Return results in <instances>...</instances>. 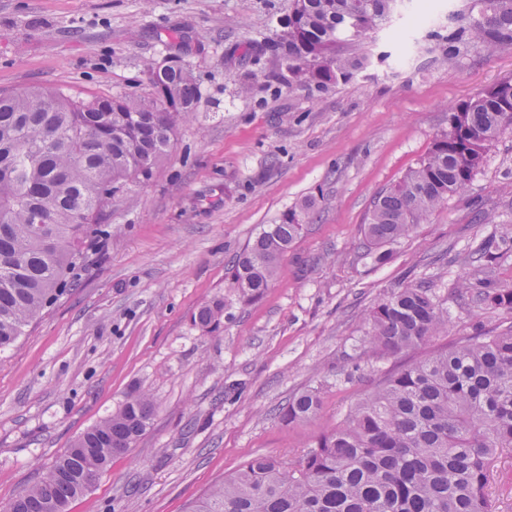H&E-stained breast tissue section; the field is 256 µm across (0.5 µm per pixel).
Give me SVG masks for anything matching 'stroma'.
Here are the masks:
<instances>
[{
  "mask_svg": "<svg viewBox=\"0 0 512 512\" xmlns=\"http://www.w3.org/2000/svg\"><path fill=\"white\" fill-rule=\"evenodd\" d=\"M419 2L401 0L368 33L367 62L348 82L319 89L296 86L277 53L253 52L289 0H0V93L144 99L148 65L170 57L200 88L153 178L115 196L67 288L0 354V512L133 391L153 399V420L68 512H189L244 461L294 459L384 375L507 321L457 286L487 277L512 289V127L463 195L381 252L361 246L374 198L447 132L450 107L512 78V47L444 61L431 33H447L466 0H427L433 18L421 25ZM310 196L314 220L263 295L242 302L226 281L237 254ZM490 237L484 266L472 252ZM420 281L447 327L373 356L366 313ZM216 299L224 321L208 333L194 316ZM312 387L319 414L284 420Z\"/></svg>",
  "mask_w": 512,
  "mask_h": 512,
  "instance_id": "stroma-1",
  "label": "stroma"
}]
</instances>
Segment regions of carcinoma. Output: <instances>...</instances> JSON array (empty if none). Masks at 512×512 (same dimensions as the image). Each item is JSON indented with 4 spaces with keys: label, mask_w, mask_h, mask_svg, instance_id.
Here are the masks:
<instances>
[{
    "label": "carcinoma",
    "mask_w": 512,
    "mask_h": 512,
    "mask_svg": "<svg viewBox=\"0 0 512 512\" xmlns=\"http://www.w3.org/2000/svg\"><path fill=\"white\" fill-rule=\"evenodd\" d=\"M396 0H292L288 44L276 42L301 85L326 88L362 67L363 38L389 18ZM446 59L470 47H512V0H472L444 36ZM152 98H80L62 90L0 94V352L50 304L77 265L93 227L106 220L103 190L148 180L168 155L175 126L193 115L199 87L181 64L148 67ZM453 129L373 201L363 245L378 249L409 234L464 192L489 146L512 126V79L452 108ZM285 212L237 255L229 283L258 298L311 214ZM477 307L512 312V290L463 288ZM224 301L194 321L219 330ZM366 343L378 357L426 344L448 323L429 286L392 292L366 315ZM321 409L317 390L288 401L300 423ZM155 413L133 392L79 436L8 512H65L112 456L132 448ZM512 451V326L469 336L444 352L387 375L294 460L257 456L213 485L192 512H495L486 495L491 463Z\"/></svg>",
    "instance_id": "carcinoma-1"
}]
</instances>
